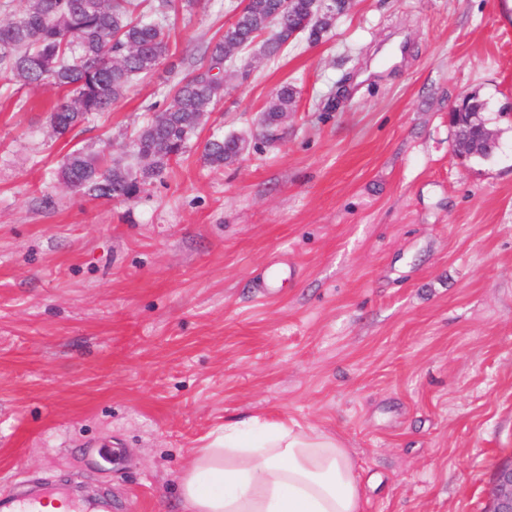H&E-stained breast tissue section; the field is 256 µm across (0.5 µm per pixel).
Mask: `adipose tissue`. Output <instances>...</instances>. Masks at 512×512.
<instances>
[{"mask_svg": "<svg viewBox=\"0 0 512 512\" xmlns=\"http://www.w3.org/2000/svg\"><path fill=\"white\" fill-rule=\"evenodd\" d=\"M187 512H362L357 465L335 437L284 420L225 422L181 478Z\"/></svg>", "mask_w": 512, "mask_h": 512, "instance_id": "1", "label": "adipose tissue"}]
</instances>
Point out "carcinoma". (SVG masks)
Masks as SVG:
<instances>
[{"label": "carcinoma", "instance_id": "obj_1", "mask_svg": "<svg viewBox=\"0 0 512 512\" xmlns=\"http://www.w3.org/2000/svg\"><path fill=\"white\" fill-rule=\"evenodd\" d=\"M197 0H155L140 9L142 0H25L22 14L0 24V78L10 83L38 86L50 83L64 95L48 121L59 135L112 109L135 78L146 79L170 52V13L191 8ZM315 11L313 0H249L246 8L208 47L205 68L183 76L174 86L164 114L145 122L137 131L138 153L151 158L137 168L108 162L106 150L72 152L58 171L60 181L94 199L130 200L151 179L162 176L170 163L191 146L208 112L224 99L228 80L244 81L249 71L228 72L225 47L255 44L259 55L271 58L288 45V37L302 31L308 42H319L334 18L321 16L307 24ZM274 20L278 34L260 39ZM295 91L282 85L264 109V120L277 127L294 111ZM455 137L475 140L480 130L468 116L454 124ZM244 146L236 136L211 139L203 146V160L220 169L237 160Z\"/></svg>", "mask_w": 512, "mask_h": 512}]
</instances>
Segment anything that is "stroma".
Here are the masks:
<instances>
[{
    "instance_id": "35a3bbf8",
    "label": "stroma",
    "mask_w": 512,
    "mask_h": 512,
    "mask_svg": "<svg viewBox=\"0 0 512 512\" xmlns=\"http://www.w3.org/2000/svg\"><path fill=\"white\" fill-rule=\"evenodd\" d=\"M351 0L320 42L235 52L192 146L136 198L58 179L132 141L205 67L242 0L171 18V50L62 137L49 85H0V497L44 480L112 512H184L181 474L230 418L337 437L364 512H484L512 456V9ZM280 140L257 120L282 84ZM488 103L500 147L452 151L450 108ZM244 137L214 169V135ZM279 270L273 287L256 275Z\"/></svg>"
}]
</instances>
